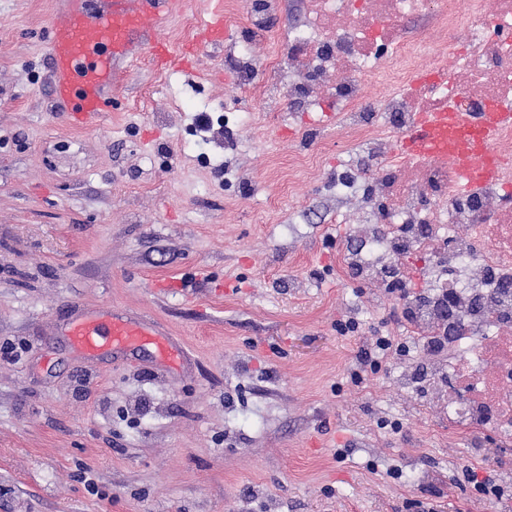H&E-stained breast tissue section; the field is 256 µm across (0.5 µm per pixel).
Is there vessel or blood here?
Segmentation results:
<instances>
[{
	"label": "vessel or blood",
	"mask_w": 512,
	"mask_h": 512,
	"mask_svg": "<svg viewBox=\"0 0 512 512\" xmlns=\"http://www.w3.org/2000/svg\"><path fill=\"white\" fill-rule=\"evenodd\" d=\"M171 11V0H66L52 20L48 48L50 86L63 111L84 122L101 116L111 104L112 82L120 66L140 54L150 53L160 65L171 63L169 44L159 33ZM208 13L202 42L223 45V0H208ZM508 120L512 121L511 106L468 117L452 111L419 113L398 139L397 150L453 164L461 188L470 191L489 175L492 130ZM66 334L88 354H124L147 342L155 344L165 362L183 356L180 348L156 338L154 329L139 318L109 308L71 321Z\"/></svg>",
	"instance_id": "b4317fda"
}]
</instances>
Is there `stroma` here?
Segmentation results:
<instances>
[{
  "label": "stroma",
  "mask_w": 512,
  "mask_h": 512,
  "mask_svg": "<svg viewBox=\"0 0 512 512\" xmlns=\"http://www.w3.org/2000/svg\"><path fill=\"white\" fill-rule=\"evenodd\" d=\"M55 6L0 0V344L31 347L0 357V512H505L466 478L501 473L495 454L474 463L397 392L407 358L350 379L375 337L404 342V304L336 266L353 155L335 125L265 111L232 26L192 72L125 64L111 112L74 127L49 84ZM206 12L174 0L173 48ZM223 106L228 125L194 134ZM104 305L160 325L185 363L76 350L71 312Z\"/></svg>",
  "instance_id": "35a3bbf8"
}]
</instances>
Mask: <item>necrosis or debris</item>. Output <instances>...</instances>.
<instances>
[{
	"label": "necrosis or debris",
	"mask_w": 512,
	"mask_h": 512,
	"mask_svg": "<svg viewBox=\"0 0 512 512\" xmlns=\"http://www.w3.org/2000/svg\"><path fill=\"white\" fill-rule=\"evenodd\" d=\"M307 22L288 34L287 49L270 35L272 0H250L240 80L264 99L308 109L326 96L339 103L340 129L350 131L376 174L353 165L337 192L368 182V218L338 254L369 274L402 254L420 261L428 296L454 294L457 306L429 305L406 330L418 342L441 338L427 393L448 422V438L492 425L512 447V125L493 140L500 165L479 190H459L447 162L397 154L393 143L418 112H485L512 104V46L494 41L512 28V0H306ZM274 82L256 80L257 45ZM452 74L451 85L438 82Z\"/></svg>",
	"instance_id": "necrosis-or-debris-1"
}]
</instances>
